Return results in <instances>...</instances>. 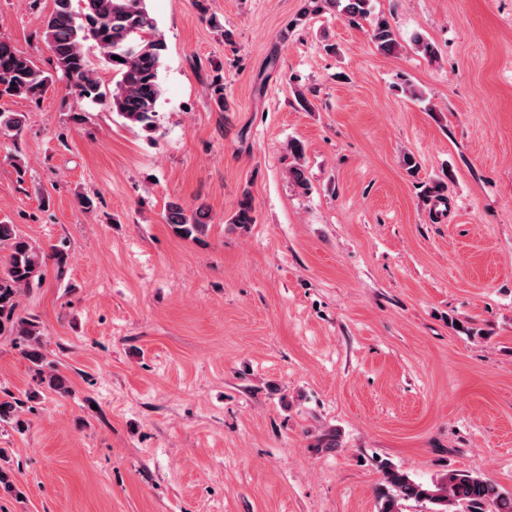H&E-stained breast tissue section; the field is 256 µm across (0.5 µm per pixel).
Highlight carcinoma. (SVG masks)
Here are the masks:
<instances>
[{"label":"carcinoma","mask_w":512,"mask_h":512,"mask_svg":"<svg viewBox=\"0 0 512 512\" xmlns=\"http://www.w3.org/2000/svg\"><path fill=\"white\" fill-rule=\"evenodd\" d=\"M55 0V9L45 21L44 37L53 54L55 69L69 81L77 97L97 100L103 96L100 81L89 67L85 42L94 41L119 76L111 93L112 110L132 124L145 130L156 127L157 103L162 89L159 70L165 45L159 37L156 21L146 0ZM371 0H306L303 14L320 13L327 6L342 5V12L353 22L371 15ZM370 38L376 50L384 55H397L402 44L390 22L377 17L370 22ZM414 49L432 58L436 51L422 34L410 37ZM52 84V75L17 51L10 41L0 38V99L22 97L39 101ZM26 116L22 112L0 110V131L19 135ZM295 159L288 169L291 183L308 188L304 146L299 141L289 144ZM165 221L173 232L184 239H197L208 231L210 215L203 206L188 211L181 203L166 205ZM255 222V209L249 192L245 191L229 223L241 229ZM0 244L9 246L11 255L6 273L0 276V336L14 337L23 346L24 356L41 366L42 333L32 318L15 316L21 289L40 278L47 261H53L59 274L69 263V252L63 245L44 250L22 237L15 224L0 222ZM54 392H69L67 379L51 373L40 378ZM21 401L0 399V423L18 421ZM381 482L377 488V512H408L414 504L429 506L430 512H512V494L481 473L450 470L428 481L419 480L391 464L380 465Z\"/></svg>","instance_id":"obj_1"}]
</instances>
